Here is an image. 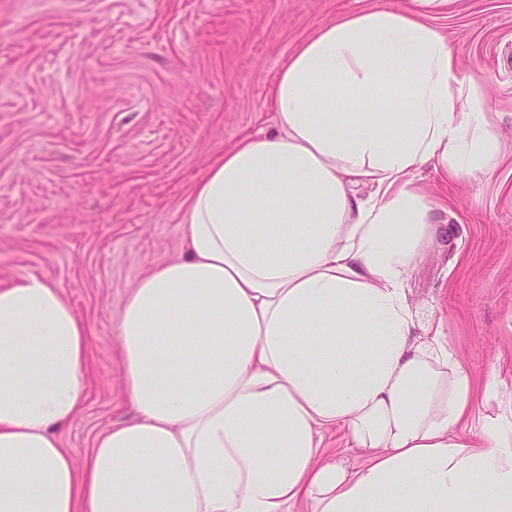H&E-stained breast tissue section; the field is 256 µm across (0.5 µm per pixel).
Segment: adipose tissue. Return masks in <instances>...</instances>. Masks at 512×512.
Listing matches in <instances>:
<instances>
[{
  "label": "adipose tissue",
  "mask_w": 512,
  "mask_h": 512,
  "mask_svg": "<svg viewBox=\"0 0 512 512\" xmlns=\"http://www.w3.org/2000/svg\"><path fill=\"white\" fill-rule=\"evenodd\" d=\"M446 3L360 10L292 51L278 131L214 161L183 254L126 299L135 416L83 465L58 431L84 400L87 327L45 277L0 286V512H512V419L475 412L508 391L444 322L417 340L404 292L446 232L416 171L474 180L499 162L483 92L426 20ZM330 427L363 468L322 453Z\"/></svg>",
  "instance_id": "1"
}]
</instances>
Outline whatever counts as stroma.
<instances>
[{"instance_id":"stroma-1","label":"stroma","mask_w":512,"mask_h":512,"mask_svg":"<svg viewBox=\"0 0 512 512\" xmlns=\"http://www.w3.org/2000/svg\"><path fill=\"white\" fill-rule=\"evenodd\" d=\"M403 0H0V285L62 289L91 346L84 402L59 433L75 463L134 412L115 321L140 278L183 252L192 186L277 117L268 91L317 27ZM495 112L498 168L418 179L448 227L411 269L422 316L477 376L512 390V0L429 15Z\"/></svg>"}]
</instances>
